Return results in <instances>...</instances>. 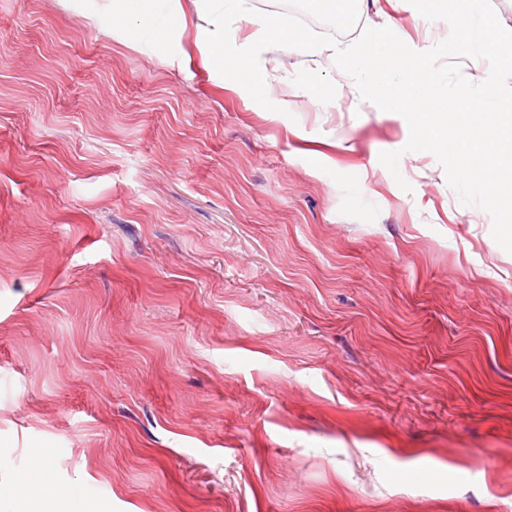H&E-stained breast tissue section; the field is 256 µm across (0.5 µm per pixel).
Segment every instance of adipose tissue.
I'll use <instances>...</instances> for the list:
<instances>
[{"instance_id":"ef3b65f1","label":"adipose tissue","mask_w":512,"mask_h":512,"mask_svg":"<svg viewBox=\"0 0 512 512\" xmlns=\"http://www.w3.org/2000/svg\"><path fill=\"white\" fill-rule=\"evenodd\" d=\"M239 17L254 28L253 39L269 50L270 55L262 68H255L249 55H242L238 70L254 82L263 83L279 72L282 60L280 49L304 46L306 33L299 28L280 24L274 17L254 14L251 0H233ZM195 28L206 64L218 68L224 64V0H194ZM180 0H105L102 12H89L83 19L97 25L108 19L113 31L133 34L139 28L169 36L180 29Z\"/></svg>"}]
</instances>
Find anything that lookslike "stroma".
<instances>
[{"mask_svg": "<svg viewBox=\"0 0 512 512\" xmlns=\"http://www.w3.org/2000/svg\"><path fill=\"white\" fill-rule=\"evenodd\" d=\"M95 6L0 0V512H512L490 215L327 55L267 93L237 16L209 71ZM366 26L450 34L364 0L333 37Z\"/></svg>", "mask_w": 512, "mask_h": 512, "instance_id": "1", "label": "stroma"}]
</instances>
